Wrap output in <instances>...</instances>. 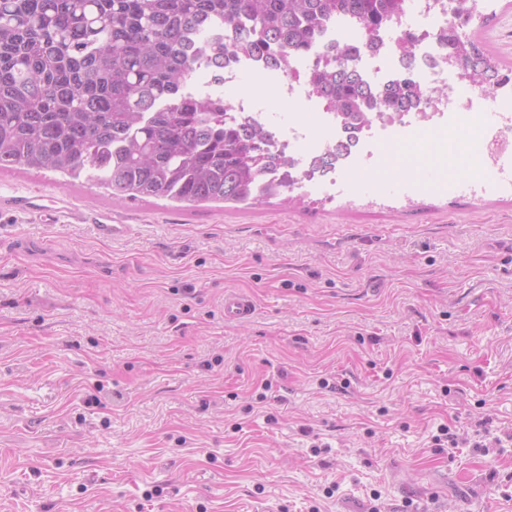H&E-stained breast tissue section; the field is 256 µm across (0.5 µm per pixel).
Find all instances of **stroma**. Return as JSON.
<instances>
[{"instance_id": "obj_1", "label": "stroma", "mask_w": 512, "mask_h": 512, "mask_svg": "<svg viewBox=\"0 0 512 512\" xmlns=\"http://www.w3.org/2000/svg\"><path fill=\"white\" fill-rule=\"evenodd\" d=\"M410 180L186 207L0 171V512H512V194ZM252 314V303L244 296L224 298V318L229 321H242Z\"/></svg>"}]
</instances>
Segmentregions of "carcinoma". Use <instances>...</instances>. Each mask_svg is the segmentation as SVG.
<instances>
[{"instance_id":"cac0c4a2","label":"carcinoma","mask_w":512,"mask_h":512,"mask_svg":"<svg viewBox=\"0 0 512 512\" xmlns=\"http://www.w3.org/2000/svg\"><path fill=\"white\" fill-rule=\"evenodd\" d=\"M407 0H0V169H46L92 178L115 198L257 204L290 188L294 164L271 151L274 133L197 96L195 70H224L246 56L288 72L318 57L333 18L364 23L312 90L368 120L384 102L414 112L427 101L405 74L374 85L354 64ZM437 40L455 70L482 85L512 80L476 40L444 29Z\"/></svg>"}]
</instances>
